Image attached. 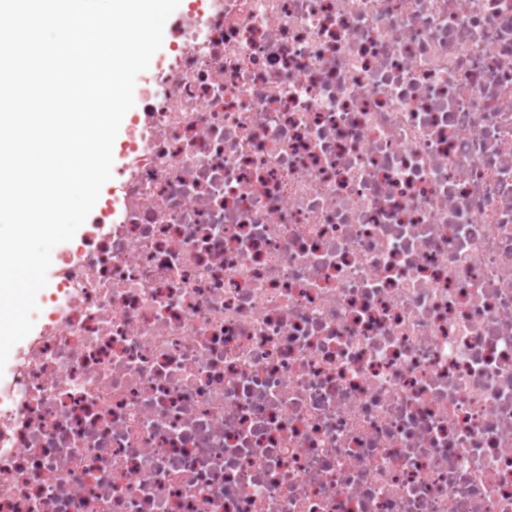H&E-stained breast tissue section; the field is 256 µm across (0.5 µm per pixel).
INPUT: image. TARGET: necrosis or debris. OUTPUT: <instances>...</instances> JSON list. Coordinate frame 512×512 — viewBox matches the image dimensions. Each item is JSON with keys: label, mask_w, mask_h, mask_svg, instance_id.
<instances>
[{"label": "necrosis or debris", "mask_w": 512, "mask_h": 512, "mask_svg": "<svg viewBox=\"0 0 512 512\" xmlns=\"http://www.w3.org/2000/svg\"><path fill=\"white\" fill-rule=\"evenodd\" d=\"M0 370V512H512V0H186Z\"/></svg>", "instance_id": "necrosis-or-debris-1"}]
</instances>
